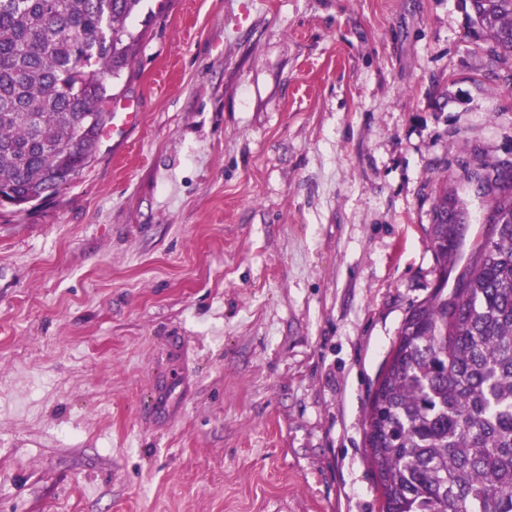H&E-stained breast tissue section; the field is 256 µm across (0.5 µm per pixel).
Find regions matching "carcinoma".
Wrapping results in <instances>:
<instances>
[{
	"instance_id": "1",
	"label": "carcinoma",
	"mask_w": 512,
	"mask_h": 512,
	"mask_svg": "<svg viewBox=\"0 0 512 512\" xmlns=\"http://www.w3.org/2000/svg\"><path fill=\"white\" fill-rule=\"evenodd\" d=\"M143 0H0V196L42 201L96 158L132 66ZM494 60L512 58V0H464ZM491 195L487 233L454 280L410 308L378 376L365 448L382 512H512V164L467 171ZM444 184L437 267L464 246Z\"/></svg>"
}]
</instances>
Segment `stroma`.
<instances>
[{
	"label": "stroma",
	"mask_w": 512,
	"mask_h": 512,
	"mask_svg": "<svg viewBox=\"0 0 512 512\" xmlns=\"http://www.w3.org/2000/svg\"><path fill=\"white\" fill-rule=\"evenodd\" d=\"M146 5L138 126L0 207V512H381L369 396L512 88L463 0Z\"/></svg>",
	"instance_id": "obj_1"
}]
</instances>
